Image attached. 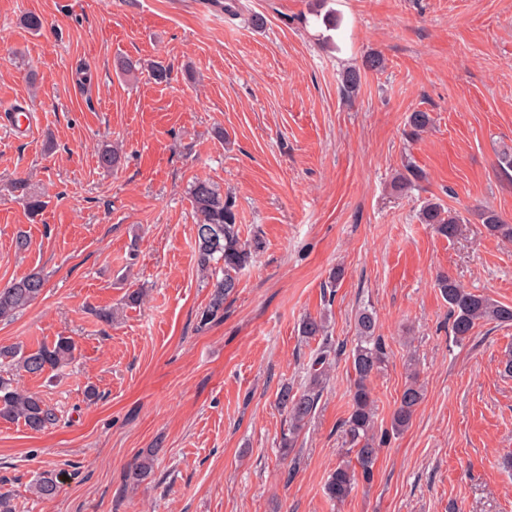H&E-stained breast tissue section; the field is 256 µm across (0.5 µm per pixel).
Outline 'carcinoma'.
Listing matches in <instances>:
<instances>
[{"instance_id": "obj_1", "label": "carcinoma", "mask_w": 512, "mask_h": 512, "mask_svg": "<svg viewBox=\"0 0 512 512\" xmlns=\"http://www.w3.org/2000/svg\"><path fill=\"white\" fill-rule=\"evenodd\" d=\"M382 67L380 56H366L362 65L351 67L344 73V88L356 90L362 73ZM431 123L429 113L414 111L406 120L407 135L415 139ZM421 178L422 172L409 162L395 176L393 188L404 191ZM188 194L196 215L197 268L202 274V281L211 288L209 303L200 319V323L206 325L224 317V302L237 291L238 274L250 265L261 250L262 242L257 238L242 240L232 200L224 196V192L210 179H195ZM420 220L434 225L436 232L448 239L460 235L464 224L459 215L436 202H429L423 207ZM482 220L489 234L512 239V224L506 223L497 212L489 208L483 210ZM218 269L222 271L220 278L216 277ZM44 287L45 278L37 271L0 288V322L13 320L42 295ZM437 288L448 303L452 331L458 341L471 336L482 322L512 323V305L475 294L446 274L438 276ZM377 330L375 314L366 308L361 310L356 318L357 342L352 352L351 411L344 422V433L350 444L347 452L355 454V461L338 464L326 481L325 494L335 503L344 502L359 481L371 479L380 447L388 438V433H378L375 429L371 382L388 362L386 344ZM301 335L306 339L325 336L326 318L308 317L303 320ZM75 350L74 339L65 336L58 337L51 344L44 343L35 350H28L20 344L0 346V420L21 421L34 432L55 424L57 416L54 409L38 395L19 389L12 372L37 377L56 371L72 360ZM331 365V347L325 342L313 354L304 384L298 388L285 385L280 389L278 405L288 416V432L280 441L283 455L293 452L300 432L313 417L323 396ZM422 399L423 387L413 376L405 385L392 414L391 431L398 434L409 426ZM153 468L154 452L149 451L138 457L132 474L142 480L152 473ZM57 491V482L51 477H44L32 485V493L39 499H50Z\"/></svg>"}]
</instances>
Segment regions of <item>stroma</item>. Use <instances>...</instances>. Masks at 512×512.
I'll list each match as a JSON object with an SVG mask.
<instances>
[{
	"label": "stroma",
	"mask_w": 512,
	"mask_h": 512,
	"mask_svg": "<svg viewBox=\"0 0 512 512\" xmlns=\"http://www.w3.org/2000/svg\"><path fill=\"white\" fill-rule=\"evenodd\" d=\"M0 0V103L23 101L31 138L0 125V287L43 269V294L0 345L75 339L55 376H22L54 407L41 432L0 421V490L15 512H512V324L456 341L435 285L512 304V0ZM44 26L27 28V14ZM335 15L337 29L324 18ZM370 52L384 68L357 90L342 74ZM140 61L131 74L114 61ZM168 67L156 82L151 63ZM433 120L421 138L408 115ZM223 137H216L215 127ZM119 146V168L98 162ZM425 176L391 181L406 161ZM230 196L241 236L260 238L224 316L200 326L210 291L197 272L195 178ZM45 207L30 213L24 190ZM435 199L465 223L454 239L421 223ZM26 231L28 251L15 249ZM342 268L338 282L330 274ZM145 292L107 324L94 311ZM389 351L373 381L389 428L410 371L424 396L390 435L370 481L340 504L324 493L346 457L358 312ZM326 315L333 371L295 451L282 457V385L300 386ZM95 397H88V390ZM158 451L152 475L131 466ZM56 476L58 492L30 486ZM483 225L486 231L493 236L502 239H512V224H507L502 217L489 208L482 212Z\"/></svg>",
	"instance_id": "1"
}]
</instances>
